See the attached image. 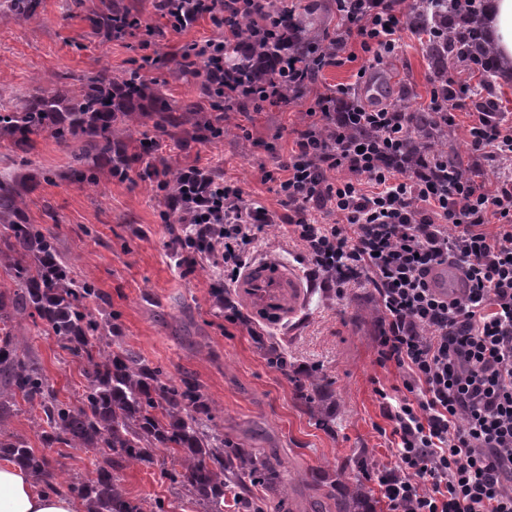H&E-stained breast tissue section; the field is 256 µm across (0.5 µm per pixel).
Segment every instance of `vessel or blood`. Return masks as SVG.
Wrapping results in <instances>:
<instances>
[{
  "label": "vessel or blood",
  "instance_id": "vessel-or-blood-1",
  "mask_svg": "<svg viewBox=\"0 0 512 512\" xmlns=\"http://www.w3.org/2000/svg\"><path fill=\"white\" fill-rule=\"evenodd\" d=\"M235 288L244 305L259 320L272 325L292 320L309 302V289L300 272L276 259L247 265Z\"/></svg>",
  "mask_w": 512,
  "mask_h": 512
}]
</instances>
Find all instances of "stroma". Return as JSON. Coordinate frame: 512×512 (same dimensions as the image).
<instances>
[{
    "label": "stroma",
    "mask_w": 512,
    "mask_h": 512,
    "mask_svg": "<svg viewBox=\"0 0 512 512\" xmlns=\"http://www.w3.org/2000/svg\"><path fill=\"white\" fill-rule=\"evenodd\" d=\"M101 2L37 0L34 16L24 20L0 0V111L22 105L40 86L79 91L104 69L119 77L139 68L169 101L200 100L201 76L181 75L170 60L187 45L216 38L213 18L199 17L178 33L154 0H136V14L151 35L105 39L89 21ZM148 54L157 63L146 68ZM366 65L364 53L355 51L343 65L321 71L302 97L261 112L248 106L225 113L224 135L217 140L204 138L192 114H184L171 136L154 129L149 113H137L123 133L133 162L122 180L113 178L106 159L96 167V183L69 179L70 149L48 134L32 136L21 148L0 139V176L19 181V204L29 223L48 229L75 275L99 288L101 298L91 310L116 313L123 341L168 379L193 378L211 399L226 438L277 457L290 512H336L344 503L352 512H387L376 475L393 461L392 437L384 432L388 422L377 390L400 386L401 373L377 361V301L370 289L357 286L336 297L314 273L303 245L284 226L271 224L250 256L274 255L294 265L310 287L309 304L290 327L249 313L237 323L225 321L213 295L219 279L214 259L198 257L184 272L173 270L179 243L163 221L168 205L159 184L168 170L207 164L247 200L279 210L277 185L265 177L273 156L291 151L316 96L356 82ZM377 71L389 87L384 104L403 99L415 112L428 107L437 81L411 29L402 31L397 49ZM471 122L462 111L445 127L448 154L488 189L500 169L472 151ZM147 138L155 143L148 153L140 146ZM14 334L32 346L61 398L76 400L85 382L83 364L31 318L18 319ZM276 353L288 358L290 370L272 366ZM303 366L311 367V375L300 374ZM178 466L177 454L162 449L153 463L121 470L120 485L132 497L163 499L168 512H203L162 479V471Z\"/></svg>",
    "instance_id": "obj_1"
}]
</instances>
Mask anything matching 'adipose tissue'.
Instances as JSON below:
<instances>
[{
	"mask_svg": "<svg viewBox=\"0 0 512 512\" xmlns=\"http://www.w3.org/2000/svg\"><path fill=\"white\" fill-rule=\"evenodd\" d=\"M489 38L502 70L512 69V0H488L484 12ZM0 512H77L64 492L40 490L33 476L19 464L0 463Z\"/></svg>",
	"mask_w": 512,
	"mask_h": 512,
	"instance_id": "obj_1",
	"label": "adipose tissue"
}]
</instances>
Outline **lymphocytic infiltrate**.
<instances>
[{
  "label": "lymphocytic infiltrate",
  "mask_w": 512,
  "mask_h": 512,
  "mask_svg": "<svg viewBox=\"0 0 512 512\" xmlns=\"http://www.w3.org/2000/svg\"><path fill=\"white\" fill-rule=\"evenodd\" d=\"M266 2L192 0L200 16L251 14L289 45L293 31ZM335 3L338 39L317 50L319 68L340 65L354 37L375 65L395 50L407 22L402 0ZM231 46L228 36L207 44L224 77L221 97H247L258 111L280 103L279 83L257 84L225 65ZM309 115L287 158L267 173L283 215L192 166L166 223L181 225V245L206 243L224 287L258 233L282 219L337 295L353 284L371 288L378 361L395 364L404 388L379 393L394 438L395 461L377 477L388 512H512V175L490 191L456 177L447 157L412 150V113L363 108L350 84L321 95ZM469 135L475 153L512 161V126L500 113L476 112ZM335 169L347 178L327 182L325 171ZM319 207L335 222L320 223ZM444 263L459 289L430 286L431 270Z\"/></svg>",
  "instance_id": "lymphocytic-infiltrate-1"
}]
</instances>
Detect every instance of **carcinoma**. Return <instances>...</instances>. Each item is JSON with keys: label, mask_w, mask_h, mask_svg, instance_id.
<instances>
[{"label": "carcinoma", "mask_w": 512, "mask_h": 512, "mask_svg": "<svg viewBox=\"0 0 512 512\" xmlns=\"http://www.w3.org/2000/svg\"><path fill=\"white\" fill-rule=\"evenodd\" d=\"M14 14L27 18L36 0H6ZM422 7L409 17L416 33H427L426 49L432 68L441 76L448 64L471 66L492 62L493 51L474 40L471 27L456 24L471 15L469 0H421ZM271 11L280 14L285 26L299 21L277 0H269ZM130 7L111 8L95 14L90 22L108 37L120 30ZM303 30L314 27L308 17ZM253 21L241 20L233 46L238 69L253 68L265 81H281L276 56L258 55L253 47ZM321 42L301 38L299 56L309 75H314L312 55ZM477 106L497 111L495 88L485 78L477 89ZM148 98L156 115V127L164 132L182 125V112H201L193 102L177 105L152 88L138 71L122 77L99 75L88 80L77 97L42 90L14 111L0 113V138L25 144L31 135L47 132L60 143L74 147L72 173L92 184L98 158L112 160V176L124 178L132 157L116 138L119 128L131 120L132 105ZM442 129L428 118L416 119L411 134L413 146L434 152ZM19 194L12 178H0V261H4L13 294L0 291V459L26 468L45 488L56 491L55 468L48 456L11 433L7 420L17 399L42 414L40 440L46 448L94 449L99 463L89 476L65 484L67 493L82 502L86 512H145V501L129 497L118 483L117 473L130 463H151L158 446L172 449L181 458V470L166 471L163 477L184 488L188 496L204 506L205 512H224V491L233 493L238 512H265L266 497L234 492L237 487H261L284 502L286 483L264 456L241 448L224 438L215 422L209 398L192 379L175 383L163 370L150 365L139 353L112 339L117 315L100 310L92 313L87 302L99 296L89 281H77L69 263L59 254L54 237L38 224L23 221ZM18 315L39 318L60 346L84 364L86 383L78 403L59 398L31 349L15 340L10 325Z\"/></svg>", "instance_id": "cac0c4a2"}]
</instances>
